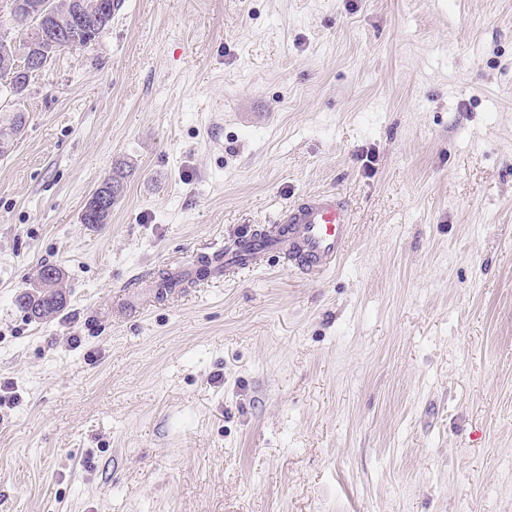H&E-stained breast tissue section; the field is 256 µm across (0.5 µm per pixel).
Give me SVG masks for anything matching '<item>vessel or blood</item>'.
Wrapping results in <instances>:
<instances>
[{
  "mask_svg": "<svg viewBox=\"0 0 512 512\" xmlns=\"http://www.w3.org/2000/svg\"><path fill=\"white\" fill-rule=\"evenodd\" d=\"M276 223L287 225L286 235L261 241L247 252L230 255L227 267L248 269L271 253H282L303 275L320 277L333 272L348 248L352 213L333 192L306 196L279 211Z\"/></svg>",
  "mask_w": 512,
  "mask_h": 512,
  "instance_id": "obj_1",
  "label": "vessel or blood"
}]
</instances>
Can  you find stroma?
<instances>
[{"mask_svg":"<svg viewBox=\"0 0 512 512\" xmlns=\"http://www.w3.org/2000/svg\"><path fill=\"white\" fill-rule=\"evenodd\" d=\"M18 110L0 512H512V0H127ZM321 190L333 273L187 277ZM125 168L122 166V164H120L118 167H115L112 170L111 174H108L99 182L97 188L95 189H99V191H97L96 198L99 199L102 197V194L99 195L100 197L98 196V193L102 192L105 194L107 201L105 205H103L102 208L97 211L95 209V203L91 204V201L88 200L79 215L80 223L93 225L106 224L109 222L112 216V207L121 197V194L124 190V181L130 172V170L127 171ZM96 198L93 197L92 200L97 202V206H99L100 200ZM37 276L36 290L21 292L16 297V304L35 319L50 318L67 303L61 286L64 274L55 266L42 265Z\"/></svg>","mask_w":512,"mask_h":512,"instance_id":"35a3bbf8","label":"stroma"}]
</instances>
